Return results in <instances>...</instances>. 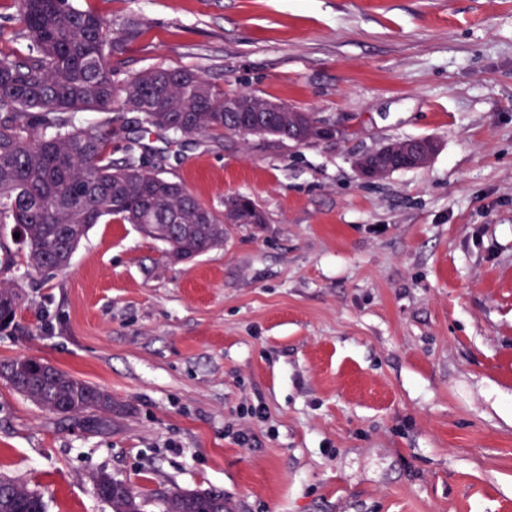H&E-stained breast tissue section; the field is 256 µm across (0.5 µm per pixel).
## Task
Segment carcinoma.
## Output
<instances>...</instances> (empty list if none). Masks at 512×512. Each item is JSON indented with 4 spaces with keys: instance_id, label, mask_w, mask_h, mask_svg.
I'll return each instance as SVG.
<instances>
[{
    "instance_id": "carcinoma-1",
    "label": "carcinoma",
    "mask_w": 512,
    "mask_h": 512,
    "mask_svg": "<svg viewBox=\"0 0 512 512\" xmlns=\"http://www.w3.org/2000/svg\"><path fill=\"white\" fill-rule=\"evenodd\" d=\"M9 21L27 41V51L0 55V235L7 228L27 270L67 267L92 225L117 219L136 224L167 246L172 262L193 260L224 245V217L243 223L262 213L247 196L224 201L215 212L184 186L137 162L135 146L122 164L112 162V142L124 125L108 117L76 125L78 112H133L141 132L170 131L182 138L207 134H256L288 139L301 130L307 143L320 137L313 112H288L255 126L275 103L258 95L224 93L191 69L153 68L117 82L107 49L115 40L112 22L71 0H14ZM239 101L245 112H227ZM22 299L17 284L0 283V327L12 323ZM0 380L46 412L89 435L112 432L122 415L112 393L37 358L0 363ZM96 495L112 512H229L222 491L172 487L148 497L105 471L91 476ZM0 512H46L43 496L0 476Z\"/></svg>"
}]
</instances>
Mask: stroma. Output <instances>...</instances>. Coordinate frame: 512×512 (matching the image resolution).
<instances>
[{
  "label": "stroma",
  "mask_w": 512,
  "mask_h": 512,
  "mask_svg": "<svg viewBox=\"0 0 512 512\" xmlns=\"http://www.w3.org/2000/svg\"><path fill=\"white\" fill-rule=\"evenodd\" d=\"M73 2L111 19L115 79L188 68L342 133L130 129L206 207L242 194L265 216L188 262L112 222L29 275L5 237L23 301L0 361L44 360L123 414L84 435L0 381V475L47 512H111L98 470L232 512H512V0ZM417 138L426 166L359 175Z\"/></svg>",
  "instance_id": "obj_1"
}]
</instances>
